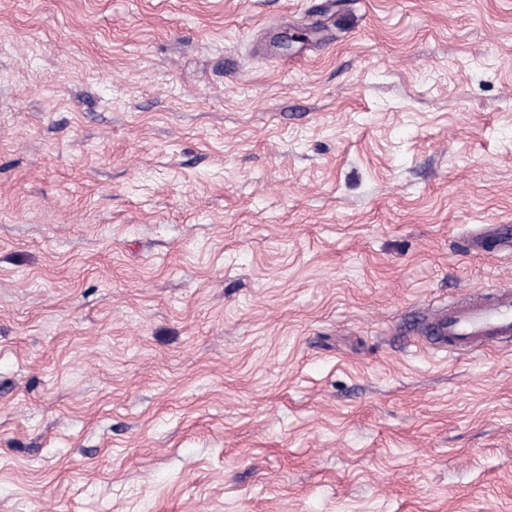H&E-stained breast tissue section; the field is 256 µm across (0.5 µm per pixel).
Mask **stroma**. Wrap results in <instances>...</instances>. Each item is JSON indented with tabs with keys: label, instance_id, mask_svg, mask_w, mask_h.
<instances>
[{
	"label": "stroma",
	"instance_id": "1",
	"mask_svg": "<svg viewBox=\"0 0 512 512\" xmlns=\"http://www.w3.org/2000/svg\"><path fill=\"white\" fill-rule=\"evenodd\" d=\"M512 0H0V512H512ZM427 338L435 350L462 355L512 343V287L495 286L437 309Z\"/></svg>",
	"mask_w": 512,
	"mask_h": 512
}]
</instances>
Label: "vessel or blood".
I'll use <instances>...</instances> for the list:
<instances>
[{
    "label": "vessel or blood",
    "mask_w": 512,
    "mask_h": 512,
    "mask_svg": "<svg viewBox=\"0 0 512 512\" xmlns=\"http://www.w3.org/2000/svg\"><path fill=\"white\" fill-rule=\"evenodd\" d=\"M427 334L433 349L451 355L512 343V287L495 286L439 308Z\"/></svg>",
    "instance_id": "b4317fda"
}]
</instances>
